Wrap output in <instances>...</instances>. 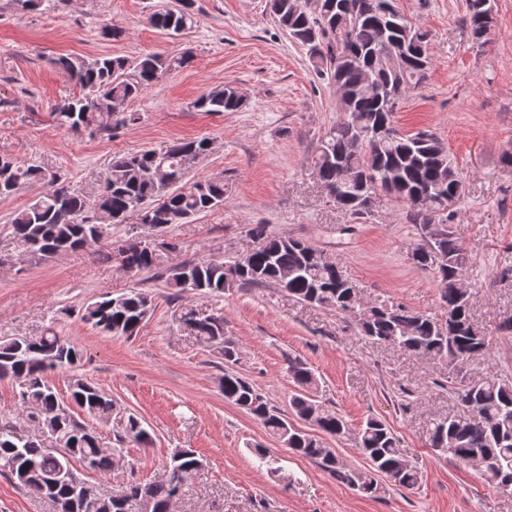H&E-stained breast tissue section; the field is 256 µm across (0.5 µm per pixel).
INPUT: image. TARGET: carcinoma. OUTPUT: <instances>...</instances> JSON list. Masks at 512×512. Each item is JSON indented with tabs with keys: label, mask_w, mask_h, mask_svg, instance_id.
<instances>
[{
	"label": "carcinoma",
	"mask_w": 512,
	"mask_h": 512,
	"mask_svg": "<svg viewBox=\"0 0 512 512\" xmlns=\"http://www.w3.org/2000/svg\"><path fill=\"white\" fill-rule=\"evenodd\" d=\"M194 0L152 13L150 24L167 35L194 22ZM267 11L296 44L307 49L317 77L343 91L336 123L315 149V170L337 205L359 220L370 213L367 195L386 197L402 207L406 223L416 225L420 243L416 260L431 270L440 284L446 320L419 314L402 304L378 300L362 307L357 290L335 263L306 240L275 236L258 224L250 230L254 248L229 261L216 257L186 261L167 279L181 293L224 290L233 275L244 286H274L297 300L356 314L361 335L377 344L437 360L448 367V394L457 412L435 422L430 433L433 450L478 472L491 487L506 490L512 479V375L489 376L472 383L463 365L489 348L490 336L475 322L471 295L458 284L473 261L453 231L457 206L464 196L462 170L430 130L399 132L394 115L406 95L422 87L429 74L428 33L401 13L395 0H267ZM483 0H467L466 24L472 43L485 44L494 22L485 17ZM190 63L186 54L161 53L129 57L103 54L70 55L52 60L80 86L51 112L64 131L89 136L112 132L138 122L130 103L144 89L171 71ZM242 93L230 84L202 94L194 107L202 112H237ZM212 149L207 138L184 140L160 148H145L112 157L91 198L61 177L37 165H25L0 155V198L12 196L23 184L44 182L48 191L13 213L6 225L24 249L39 259L74 251L112 236V226L136 215H149L148 226L167 229L224 206V179L210 178L181 185L189 170ZM425 195L424 209H413V198ZM112 256L127 273L138 274L155 263L153 251L137 239L111 242ZM151 296L134 288L82 306L81 320L112 336L130 337L148 316ZM179 323L200 342L224 357L221 386L224 399L258 418L267 432L296 454L308 458L331 477L362 494L377 498L386 485L413 490L422 481L421 468L403 456L397 438L385 422L369 419L355 432L358 449L368 462L364 469L344 465L326 437L343 434L347 424L317 400L318 381L301 361L288 360V372L298 387L291 396V413L306 421L318 414L315 435L295 430L279 409L270 405L246 378L232 369L239 349L224 333V315L194 317L181 309ZM80 347L49 328L36 337L0 341V380L18 386L20 405L39 431L23 436L15 426L0 424V473L27 492L48 500L54 512H171L178 486L202 466L196 451L178 448L162 477L133 481L120 497L87 499L79 488L81 470L105 474L121 449L101 446L93 427L77 419L75 405L99 423L112 418V396L75 376L71 405L59 401L46 374L82 361ZM142 448L153 445L141 420L130 415L120 441Z\"/></svg>",
	"instance_id": "obj_1"
}]
</instances>
